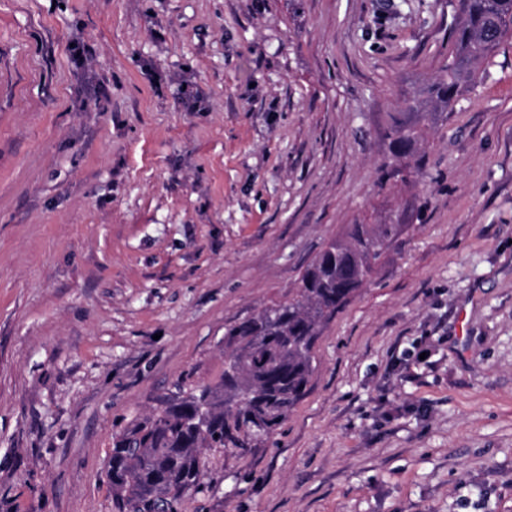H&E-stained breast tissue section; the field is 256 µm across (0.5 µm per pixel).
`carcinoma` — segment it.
Masks as SVG:
<instances>
[{"mask_svg":"<svg viewBox=\"0 0 512 512\" xmlns=\"http://www.w3.org/2000/svg\"><path fill=\"white\" fill-rule=\"evenodd\" d=\"M512 36V0H461L448 65L428 87L430 109L451 108L480 65ZM384 137L394 156L416 149L417 124L395 120ZM396 224H353L328 242L285 302L224 326V374L167 402L112 437L106 476L118 512H179L203 485L202 449L243 454L270 439L307 394L321 328L372 273L397 234Z\"/></svg>","mask_w":512,"mask_h":512,"instance_id":"carcinoma-1","label":"carcinoma"}]
</instances>
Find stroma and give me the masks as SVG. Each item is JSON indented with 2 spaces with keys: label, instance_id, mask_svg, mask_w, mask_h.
<instances>
[{
  "label": "stroma",
  "instance_id": "stroma-1",
  "mask_svg": "<svg viewBox=\"0 0 512 512\" xmlns=\"http://www.w3.org/2000/svg\"><path fill=\"white\" fill-rule=\"evenodd\" d=\"M459 0H0V512H117L112 437L395 224L270 442L182 512H512V38L417 163ZM81 58H74V48ZM425 359H418L419 351ZM384 137L393 147L395 157H410L419 139L417 123L395 120L388 124Z\"/></svg>",
  "mask_w": 512,
  "mask_h": 512
}]
</instances>
